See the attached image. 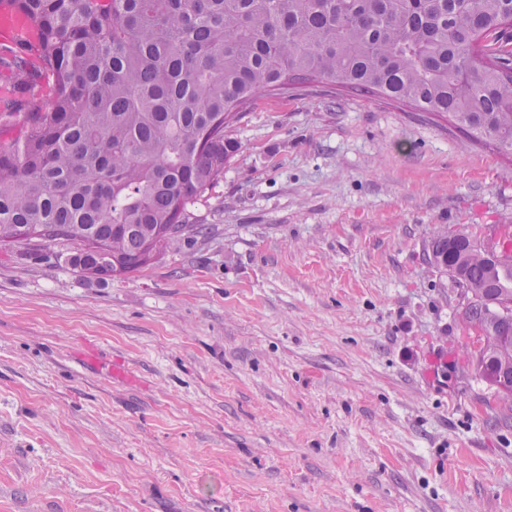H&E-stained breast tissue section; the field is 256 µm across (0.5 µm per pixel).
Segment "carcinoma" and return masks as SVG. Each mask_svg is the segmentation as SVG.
I'll list each match as a JSON object with an SVG mask.
<instances>
[{"mask_svg":"<svg viewBox=\"0 0 512 512\" xmlns=\"http://www.w3.org/2000/svg\"><path fill=\"white\" fill-rule=\"evenodd\" d=\"M33 40L0 43L9 114L0 137V245L76 242L77 273L145 268L152 242L222 178L237 145L224 117L259 91L326 79L445 113L512 154V0H0ZM470 231L430 260L468 290L490 342L486 382L512 379V263Z\"/></svg>","mask_w":512,"mask_h":512,"instance_id":"cac0c4a2","label":"carcinoma"}]
</instances>
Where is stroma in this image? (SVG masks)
<instances>
[{
	"label": "stroma",
	"mask_w": 512,
	"mask_h": 512,
	"mask_svg": "<svg viewBox=\"0 0 512 512\" xmlns=\"http://www.w3.org/2000/svg\"><path fill=\"white\" fill-rule=\"evenodd\" d=\"M225 133L149 267L0 247V512H512V405L426 251L512 224V155L325 82Z\"/></svg>",
	"instance_id": "35a3bbf8"
}]
</instances>
